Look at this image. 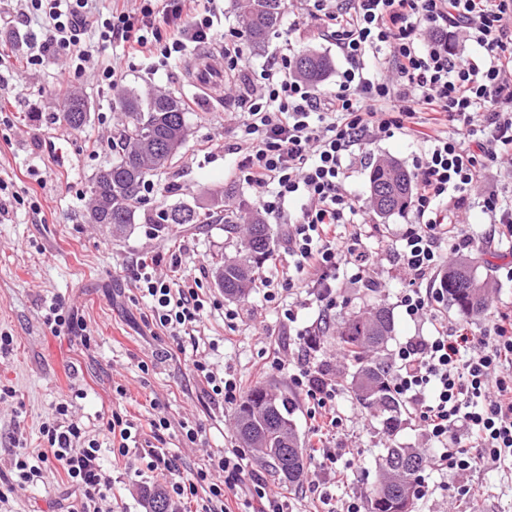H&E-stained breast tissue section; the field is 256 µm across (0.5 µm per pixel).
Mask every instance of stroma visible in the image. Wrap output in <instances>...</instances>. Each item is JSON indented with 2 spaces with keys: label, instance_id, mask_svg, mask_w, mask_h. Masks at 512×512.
Returning <instances> with one entry per match:
<instances>
[{
  "label": "stroma",
  "instance_id": "1",
  "mask_svg": "<svg viewBox=\"0 0 512 512\" xmlns=\"http://www.w3.org/2000/svg\"><path fill=\"white\" fill-rule=\"evenodd\" d=\"M302 6V0H289L277 31L264 46L251 48L249 75H225V85L241 86L246 78H258L274 57L287 51L295 56L304 52L326 56L331 69L322 86L335 85L346 63L333 42L289 32ZM14 35V29H0V56L16 69L0 84V179L9 185L0 193L8 208L0 216V336L11 339L10 345L0 347V388L12 391L11 397L0 400V470L8 471L14 451L46 449L40 425L65 394L73 398L76 420L89 428L115 409L143 422L153 410H161L172 423L164 445L186 470L203 467L209 452L239 447L234 405L212 404L187 365L170 357L171 339L148 323L146 304L127 275L139 258L171 256L175 241L182 240L188 247L179 254L182 270L199 277L204 292L222 302L208 314L197 336L200 350L211 362L242 376L245 386L266 381L285 390L294 400L297 427L306 439L312 435L313 404L291 383L288 372L269 371L273 357L286 359L293 367H321L339 386L342 424L331 446L337 467L347 470V480H333L327 466L312 459L307 469L316 473V482L305 479L291 489L270 475L266 478L270 492L287 498L288 512H343L354 497L368 512L384 448L395 444L426 449L431 442L414 413H407L389 434L376 416L359 405L348 390L353 363L336 344V328L349 313L380 305L389 308L395 333L380 354L389 366L407 337L433 330L431 321L411 319L401 307L400 292L408 275L390 250L413 224L412 212L382 217L370 209L371 162L392 158L412 169L416 145L400 134L379 140L362 147L347 170L346 190L369 210L363 241L369 250L380 253L364 275L378 280L379 288L356 283L355 267L342 266L336 300L329 310L309 300L302 289L283 295V303L297 305V320L290 324L282 320L278 308L264 301L261 290L252 289L247 300L232 301L225 298L214 276L225 258L235 256L241 240L240 235L225 232V217L255 209L250 188L235 172L242 157L237 122L225 113L223 98L187 113V141L172 162L155 173V187L143 196L140 208L144 219L178 204L197 208L208 204L209 192L220 190L222 216L206 224L156 228L143 219L116 234L111 225L93 224L88 218L90 179L115 156L112 142L121 115L112 109L113 96L101 93L90 77L74 78L63 60L52 58L41 67H26L24 50L13 45ZM186 63L182 57L156 72L150 61L131 60L122 85L162 88L180 99L190 98L194 89L183 75ZM62 84L88 101L91 118L83 129H71L58 118ZM32 200L38 201L39 212L30 210ZM476 274L491 285L490 317L464 322L446 303H437L436 309L445 322L465 324L470 332L480 334L490 328L492 315L512 312V255L485 247ZM53 300L76 314L82 330L61 337L50 332L44 315ZM228 308L237 309L238 318L225 319ZM303 332L313 335V346L300 340ZM84 334L92 336L91 346L82 344ZM183 421L205 427L204 445L183 440L179 427ZM113 466L119 478L112 488L116 512H146L141 491L162 486V477L130 458H117ZM422 475L430 492L415 499L414 512H512V465L479 463L466 471L442 474L426 469ZM467 485L478 486L479 496L462 497ZM78 498L77 486L58 470L43 483L14 489L0 512H70Z\"/></svg>",
  "mask_w": 512,
  "mask_h": 512
}]
</instances>
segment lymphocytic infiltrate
Segmentation results:
<instances>
[{
	"instance_id": "lymphocytic-infiltrate-1",
	"label": "lymphocytic infiltrate",
	"mask_w": 512,
	"mask_h": 512,
	"mask_svg": "<svg viewBox=\"0 0 512 512\" xmlns=\"http://www.w3.org/2000/svg\"><path fill=\"white\" fill-rule=\"evenodd\" d=\"M307 20L340 50L346 68L335 87L318 90L293 76L282 55L261 74L260 85L229 89L224 98L243 120L237 131L245 154L240 179L257 193L267 215L286 218L283 252L288 285L312 288L317 301H332L333 275L341 266L364 269L376 255L364 249L362 207L343 180L354 148L401 133L419 145L414 187L408 203L416 218L394 246L409 276L400 303L413 319L435 314L433 298L421 284L451 256L472 250L466 206L478 196L487 237L512 248V190L486 188L494 166L512 160V0H306ZM218 0H25L1 22L37 26L44 39L27 59L40 66L65 57L74 76L96 79L114 91L133 59L168 66L189 44L208 43L216 34ZM463 31L478 54L448 49L449 30ZM296 215H289L291 202ZM160 257L139 259L132 280L148 304L152 324L173 342L200 328L212 302L180 274L155 273ZM189 370L216 404H231L243 393L241 378L219 373L205 361ZM294 385L317 409L316 452L334 461L328 438L342 420L336 412L339 388L327 372L304 366ZM392 385L410 402L434 439L428 459L437 472L469 469L481 459H512V315L493 321L487 335L440 323L432 334L400 345ZM71 402L61 399L42 422L49 452L16 454V484L63 470L80 497L73 512H112V470L105 455L145 463L165 479L171 503L202 497L201 512H231L228 502L249 486L253 512H288L285 499L269 496L263 476L247 468L234 448L208 454L205 467L184 472L163 448L171 427L163 416L141 426L112 411L97 432L70 419ZM464 428L469 445L452 448L449 433ZM151 439H142V429Z\"/></svg>"
}]
</instances>
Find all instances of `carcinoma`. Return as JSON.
I'll return each mask as SVG.
<instances>
[{"label":"carcinoma","instance_id":"cac0c4a2","mask_svg":"<svg viewBox=\"0 0 512 512\" xmlns=\"http://www.w3.org/2000/svg\"><path fill=\"white\" fill-rule=\"evenodd\" d=\"M286 0H248L239 23L252 45H264L269 34L281 22ZM330 62L324 56L309 52L294 61L296 76L314 86L324 80ZM87 100L69 95L62 104H71L73 112L59 113V119L80 130L88 122ZM114 103L124 116L116 138V157L106 163L90 180V217L98 224H112L124 232L138 218L141 192L154 172L166 167L183 148L188 127L180 99L170 92L152 87L119 90ZM370 197L377 213L390 215L403 211L408 204L412 181L395 160L383 159L371 170ZM200 213L179 205L157 218H145L154 224H196ZM268 225L258 217L249 222L244 249L224 259L218 270V281L224 296L234 300L248 297L261 278L263 264L271 255ZM479 249L443 272L439 290L447 306L463 319L488 314L486 290L488 282L475 274ZM394 332V320L388 308L374 312L353 313L336 328V344L356 362L349 388L356 401L382 419L387 432L394 431L407 413L398 397L384 364L375 355L385 349ZM236 430L243 447L251 449L254 458L268 466L280 479L294 485L301 480L307 463L306 446L294 418V404L285 392L275 393L271 386L258 383L250 387L237 405ZM424 462L423 454L411 448L390 446L385 449L377 486L387 488L381 499L373 492L370 512H394L400 504L413 507L415 494L410 492ZM147 512H169V502L158 489L145 491Z\"/></svg>","mask_w":512,"mask_h":512}]
</instances>
